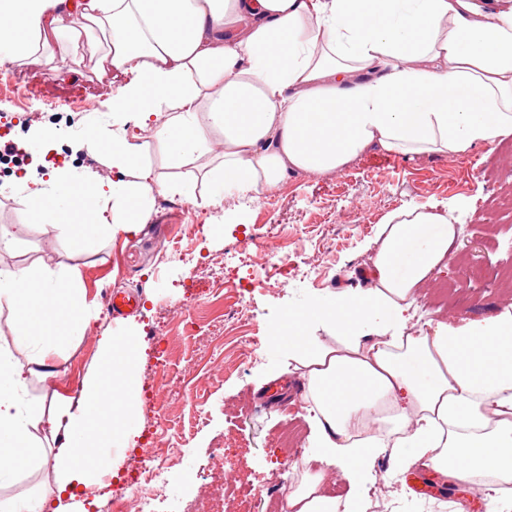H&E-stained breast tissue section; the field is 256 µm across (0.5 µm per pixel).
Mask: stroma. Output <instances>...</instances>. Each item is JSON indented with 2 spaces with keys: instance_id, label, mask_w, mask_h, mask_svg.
<instances>
[{
  "instance_id": "obj_1",
  "label": "stroma",
  "mask_w": 512,
  "mask_h": 512,
  "mask_svg": "<svg viewBox=\"0 0 512 512\" xmlns=\"http://www.w3.org/2000/svg\"><path fill=\"white\" fill-rule=\"evenodd\" d=\"M31 95L81 98L98 93L99 105L74 125L63 127L60 146L71 149L69 165L95 178L103 168L102 154L111 150L103 141L99 153L78 150L74 142L96 122L111 124L112 93L96 91L91 64L77 67L51 62L29 69ZM148 152L156 174L193 184L196 197L207 192L202 171L217 165L207 155L197 163L170 167L165 151L150 142ZM27 185L0 191V226L17 225L21 232L13 250L0 252V265L37 269L45 265H76L84 276L87 300L97 317L81 335L63 339L55 378L31 380V398L51 403L55 394L76 396L81 380L94 362L99 341L107 334L135 331L142 342L137 364L139 387L158 374L177 379L169 398L158 405L139 402L137 434L129 449L142 448L148 432L163 427L181 433L174 448L175 466L166 489L168 497L190 501L201 475L210 467L211 447L224 441V468L230 479L224 489V512H254L259 489L274 480L296 482L304 470L289 465L288 453L304 456L310 426L306 420L304 381L288 355V312L312 300L346 288H363L375 254V237L388 214L430 205L457 224L461 234L445 260L421 283L416 295L431 311L421 316L411 309L409 332L422 319L453 325L497 315L512 305V136L468 153L400 155L374 145L341 170L330 174L289 173L275 199L239 202L240 220L213 232L221 209L191 205L176 199L172 215L152 209L137 234L122 233L84 247L37 223L24 201ZM306 229L320 247L322 265L309 276H296L288 289L276 287L264 270L252 267L249 254L254 225L269 219ZM203 224V235L192 259L172 256L170 241L179 225ZM477 266L487 279L472 282L464 268ZM128 291L139 301L137 310L112 321L108 301L114 291ZM238 299L250 308L246 328L260 339L254 358L238 365L233 351L235 333H220L224 311ZM183 309L184 321L171 335L163 322L169 308ZM197 370L184 375L186 358ZM205 421L190 425L196 411ZM295 440L291 452L279 446L282 433ZM375 498L369 512H449L442 498L417 492L413 472H398L390 453H383L373 470Z\"/></svg>"
}]
</instances>
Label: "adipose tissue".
Wrapping results in <instances>:
<instances>
[{"label": "adipose tissue", "instance_id": "adipose-tissue-1", "mask_svg": "<svg viewBox=\"0 0 512 512\" xmlns=\"http://www.w3.org/2000/svg\"><path fill=\"white\" fill-rule=\"evenodd\" d=\"M0 0V65L39 64L55 49L118 83L107 184L59 169L25 201L39 223L81 245L137 232L157 197L196 199L155 174L152 130L171 167L224 144L203 205L259 200L292 172L341 170L368 147L459 156L512 135V0ZM87 217L72 220L75 206ZM460 230L424 206L382 222L365 288L344 289L288 314V355L303 369L309 457L320 464L288 492L282 512H368L375 459L419 461L471 483L512 482V312L411 333L405 313ZM8 311L28 356L0 337V482L46 470L49 492L0 500V512H86L81 493L117 470L109 447L136 434V335L108 336L78 398L24 401L31 378L54 375L55 341L93 317L79 266L0 267ZM321 323L327 337L309 335ZM378 410L381 433L360 437ZM63 442L44 452L42 427ZM348 485L324 493L328 472Z\"/></svg>", "mask_w": 512, "mask_h": 512}]
</instances>
